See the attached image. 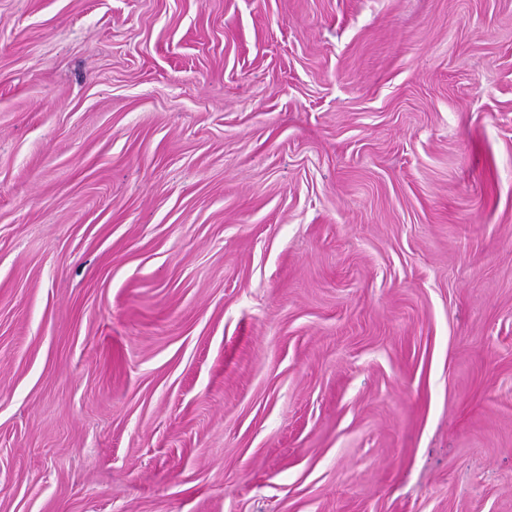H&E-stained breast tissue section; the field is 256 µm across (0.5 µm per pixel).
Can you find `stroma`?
Returning <instances> with one entry per match:
<instances>
[{"instance_id": "35a3bbf8", "label": "stroma", "mask_w": 512, "mask_h": 512, "mask_svg": "<svg viewBox=\"0 0 512 512\" xmlns=\"http://www.w3.org/2000/svg\"><path fill=\"white\" fill-rule=\"evenodd\" d=\"M0 512H512V0H0Z\"/></svg>"}]
</instances>
